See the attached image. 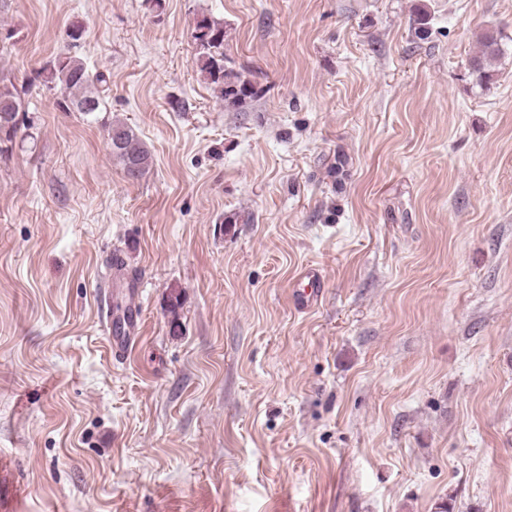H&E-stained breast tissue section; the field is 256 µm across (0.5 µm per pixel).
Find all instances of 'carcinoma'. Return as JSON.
<instances>
[{
	"label": "carcinoma",
	"mask_w": 512,
	"mask_h": 512,
	"mask_svg": "<svg viewBox=\"0 0 512 512\" xmlns=\"http://www.w3.org/2000/svg\"><path fill=\"white\" fill-rule=\"evenodd\" d=\"M411 21L415 34L426 38L431 21L427 9L417 7ZM193 38L199 47L195 64L215 85L224 106L237 108L261 96V91L240 74L224 68V25L204 16L196 21ZM481 44V55L472 60L470 69L479 83L486 84L493 78L492 61L503 55L504 50L500 38L490 31L483 34ZM49 80L65 94L74 111L87 115L102 111L103 99L94 87V82H102V77L91 76L82 61L74 57H58L49 65ZM24 112L21 92L12 81L0 77V143L12 141ZM107 136L112 155L119 159L128 177L137 179L150 169L151 154L131 127L121 121H112L107 126Z\"/></svg>",
	"instance_id": "obj_1"
}]
</instances>
